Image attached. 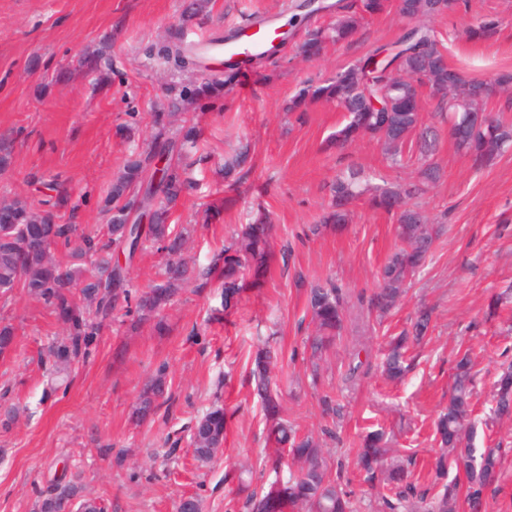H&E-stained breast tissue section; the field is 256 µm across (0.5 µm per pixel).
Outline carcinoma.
<instances>
[{
    "label": "carcinoma",
    "mask_w": 512,
    "mask_h": 512,
    "mask_svg": "<svg viewBox=\"0 0 512 512\" xmlns=\"http://www.w3.org/2000/svg\"><path fill=\"white\" fill-rule=\"evenodd\" d=\"M389 6L390 0H356L354 7L337 0L334 21L307 29L299 54L317 57L326 45L351 40L365 16L380 14ZM458 7L459 0H398V11L407 26L395 42L397 51L389 54L387 66L369 68L375 56L387 51L378 47L325 80L303 81L288 103L290 112H305L319 102L336 105L345 112L346 122L331 137L330 147L342 150L358 140H375L383 146L391 167L401 165L411 136L416 134L421 141L427 160L419 181L371 185L352 168L331 184L328 209L320 223L312 227V232L318 234L327 226L349 223L350 206L361 200L393 215L402 246L388 256L380 270L381 284L367 301L368 310L379 317L397 307L408 280L423 266L442 230V225L430 222L415 203L425 187L441 176L439 165L428 159L437 134L423 126L418 87L426 85L433 93L444 91L437 100L436 112L448 120L457 150L471 160L474 168L483 169L512 149V125L485 111L489 99L512 89V73L493 79L466 78L448 64L438 47L433 21ZM158 55L174 60L180 69L200 65L194 48L179 41L161 45ZM239 76L240 66L226 64L223 73L213 74L200 84L173 85L169 87L173 96L168 108L174 112L213 110L221 97L237 86ZM198 137L196 125L184 126L178 139L156 143L125 164L106 194L108 224L104 235L78 234L77 225L57 220L56 204L49 200L36 207L16 199L0 209V292L7 295L20 290L41 302L65 326V337L48 353L52 382L66 383L76 365L90 360L104 322L119 307L134 314L133 327L153 321L160 329L161 313L193 282L205 288L219 281L226 313L238 306L246 288L265 282L272 254V220L267 213L260 212L252 223L240 225L208 266H191L182 259L188 232L168 224L169 203L196 189V182L185 176V170L198 150ZM163 155L168 159L158 174L151 162ZM249 158L246 145L224 161L225 188L233 191L243 181ZM147 243L158 245L167 260L160 279L140 290L132 284L130 267ZM58 249L72 251L69 263L51 258V251ZM307 308L314 325L310 348L316 356L344 327L347 308L342 288L334 283L311 286ZM431 319V310L419 309L410 328L388 343L382 362L388 380L396 382L405 377L409 344L428 334ZM277 358L278 351L266 341L252 359L250 376L265 411L267 441L275 451L271 457L275 477L262 493L253 492L247 497L246 512H355L350 497L332 477L323 441L297 434L281 418V394L272 383ZM471 368L467 350L455 364L448 404L434 422L439 443L433 463L435 476L443 480L448 470L454 469L464 476V482L454 480L442 485V490L429 500L427 493L417 492L411 480L412 461L394 456L384 433L376 430L363 436L357 465L365 482L389 489V494L382 496L388 512H397L404 504L408 512H462L464 508L481 512L486 493L497 489L504 452L498 446L476 444L477 429L471 420ZM165 390L166 376L160 369L139 396L137 419L144 421L156 414ZM494 401L495 419L512 417V364L502 369L495 383ZM224 425V408L219 406L195 421L191 445L198 460L211 461L222 452ZM284 449L291 460L287 467L280 455ZM80 490L76 476L66 482L56 481L40 492L39 512H68L76 499L77 512H105L104 503L79 499Z\"/></svg>",
    "instance_id": "1"
}]
</instances>
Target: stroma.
Masks as SVG:
<instances>
[{"label": "stroma", "mask_w": 512, "mask_h": 512, "mask_svg": "<svg viewBox=\"0 0 512 512\" xmlns=\"http://www.w3.org/2000/svg\"><path fill=\"white\" fill-rule=\"evenodd\" d=\"M300 0H206L187 41L221 36L274 13L288 26V40L275 63L251 66L222 100L221 116L202 119L204 160L194 166L196 191L170 207V221L191 229L188 260L204 265L226 236L258 209L273 218L274 255L262 287L247 289L232 315H225L219 286L188 287L164 313L165 328L130 332L122 313L103 328L97 352L76 366L67 390L49 391L42 362L61 338L56 316L22 293L0 298V325L14 330L12 350L0 357V512H36L40 491L62 470L77 473L85 498L104 501L112 512H176L182 498L197 497L201 512H242L238 466L251 464L253 487L274 477L265 465L261 404L248 369L261 339L274 336L281 349L275 380L283 392L282 414L300 433L326 440L328 466L359 512H381L375 490L363 481L356 452L365 432L383 431L399 455L412 459L420 488L438 490L432 463L437 452L433 423L448 401L459 352L473 363V418L477 441L502 444L506 458L496 491L482 512H512V419L485 420L502 364L512 362V328L490 318L488 305L512 284V150L482 170L458 153L448 125L421 89L423 121L438 135L435 161L441 178L418 203L443 231L425 266L399 306L383 320L367 310L386 258L399 247L391 215L357 202L341 230L315 235L336 177L355 167L364 178L414 181L420 155L409 143L405 165L388 166L381 146L361 140L344 151L328 136L343 121L335 105L288 111L302 81L322 80L373 48L394 43L406 26L397 8L367 18L350 42L327 46L314 59L299 55L309 26L328 21L320 13L297 20ZM182 0H0V143L10 152L0 171V204L45 198L64 188L62 218L86 231L106 219L98 207L125 162L145 150L156 134L172 136L181 118L156 124L167 111L168 85L201 79L154 56L180 20ZM498 21L490 38L473 37L479 18ZM441 48L465 75L491 78L512 72V0H468L437 18ZM107 50L109 63L85 73L83 56ZM254 147L249 173L238 191L224 190V156L239 141ZM336 282L346 293L345 329L312 380L307 337L311 332L306 290ZM432 311L425 341L411 348L412 367L399 383L381 373V351L415 312ZM362 366L349 377V353L358 344ZM164 370L172 395L169 411L139 423L137 398L150 377ZM335 411L325 414L323 399ZM222 406L227 433L222 454L198 461L189 441L177 457L167 455L168 434L191 418Z\"/></svg>", "instance_id": "obj_1"}]
</instances>
